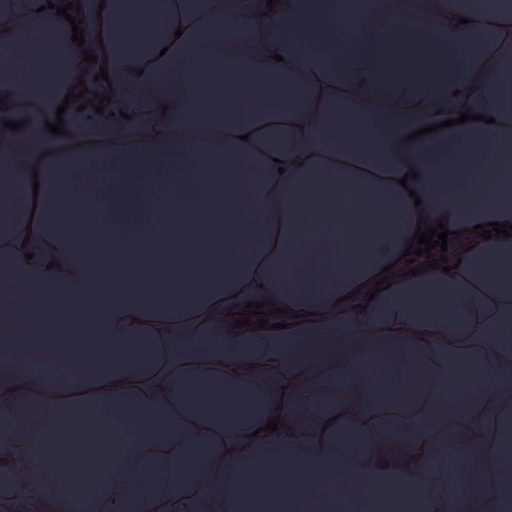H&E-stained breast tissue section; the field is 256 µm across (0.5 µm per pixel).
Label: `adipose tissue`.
Wrapping results in <instances>:
<instances>
[{
    "instance_id": "adipose-tissue-1",
    "label": "adipose tissue",
    "mask_w": 512,
    "mask_h": 512,
    "mask_svg": "<svg viewBox=\"0 0 512 512\" xmlns=\"http://www.w3.org/2000/svg\"><path fill=\"white\" fill-rule=\"evenodd\" d=\"M46 2L0 32V270L29 325L12 347L0 303L6 486L53 512H512L482 468L512 471V236L397 262L421 218L512 224V0H165L156 34L105 0L100 112L64 101L78 47ZM249 302L299 323L234 328Z\"/></svg>"
}]
</instances>
